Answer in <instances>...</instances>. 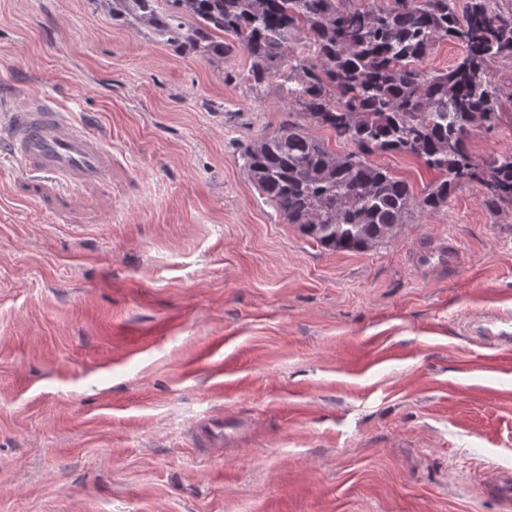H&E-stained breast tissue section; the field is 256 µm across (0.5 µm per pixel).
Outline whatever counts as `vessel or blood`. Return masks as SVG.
<instances>
[{
    "label": "vessel or blood",
    "instance_id": "obj_1",
    "mask_svg": "<svg viewBox=\"0 0 512 512\" xmlns=\"http://www.w3.org/2000/svg\"><path fill=\"white\" fill-rule=\"evenodd\" d=\"M0 138L25 172L60 175L73 187L105 181L111 173L112 160L98 136L44 100L9 109Z\"/></svg>",
    "mask_w": 512,
    "mask_h": 512
}]
</instances>
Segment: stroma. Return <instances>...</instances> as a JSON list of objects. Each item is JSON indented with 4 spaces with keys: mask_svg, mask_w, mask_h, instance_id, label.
I'll list each match as a JSON object with an SVG mask.
<instances>
[{
    "mask_svg": "<svg viewBox=\"0 0 512 512\" xmlns=\"http://www.w3.org/2000/svg\"><path fill=\"white\" fill-rule=\"evenodd\" d=\"M248 66L100 0H0V102L50 100L112 158L71 188L0 142V512H504L512 204L470 182L369 250L322 248L246 174L289 119ZM487 77L479 165L512 152V57ZM372 161L417 198L438 179Z\"/></svg>",
    "mask_w": 512,
    "mask_h": 512,
    "instance_id": "35a3bbf8",
    "label": "stroma"
}]
</instances>
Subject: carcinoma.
I'll use <instances>...</instances> for the list:
<instances>
[{"instance_id": "obj_1", "label": "carcinoma", "mask_w": 512, "mask_h": 512, "mask_svg": "<svg viewBox=\"0 0 512 512\" xmlns=\"http://www.w3.org/2000/svg\"><path fill=\"white\" fill-rule=\"evenodd\" d=\"M135 21L200 55L242 50L246 92L270 87L288 109L351 142L338 155L290 121L245 148L249 179L284 221L334 252L382 242L413 208L435 211L462 184L484 187L486 208L512 203V152L474 164L464 133L497 122L499 91L487 65L512 56V18L493 0H172L158 23L153 0H117ZM227 36L217 44L213 33ZM465 50L445 70L422 66L434 45ZM413 156L440 179L416 199L407 183L370 162L377 153Z\"/></svg>"}]
</instances>
